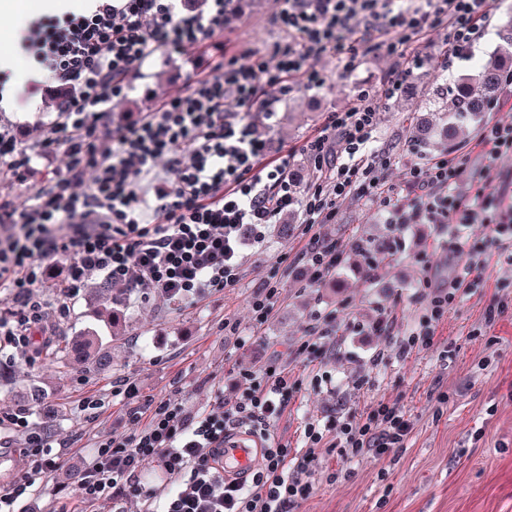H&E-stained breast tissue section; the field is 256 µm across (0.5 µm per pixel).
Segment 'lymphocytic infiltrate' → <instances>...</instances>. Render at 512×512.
I'll list each match as a JSON object with an SVG mask.
<instances>
[{
	"instance_id": "f902f5d3",
	"label": "lymphocytic infiltrate",
	"mask_w": 512,
	"mask_h": 512,
	"mask_svg": "<svg viewBox=\"0 0 512 512\" xmlns=\"http://www.w3.org/2000/svg\"><path fill=\"white\" fill-rule=\"evenodd\" d=\"M281 38L257 49L236 44L212 52L210 39L242 15L241 0H98L91 13L51 15L30 23L20 47L56 87V118L37 124L34 147L0 132V174L30 187L24 204L0 196V344L30 361L46 341L44 318L68 320L71 305L93 276L104 275L134 295L153 294L174 306L202 302L238 286L247 239L261 241L276 216L299 210L305 239L298 254L314 284L343 261L320 228L335 223L338 205L358 198L382 208L386 223L433 224L455 239L466 262L437 284L409 347L430 346L437 324L470 276L484 269L488 244L512 262V173L497 167L512 151V124L484 125L474 148L482 158L467 191L457 189L465 158L439 153L412 165L409 204L396 200L385 172L388 152L376 149L381 102L398 97L425 64L414 44L429 29L447 32L450 57L469 59L490 15V0H277ZM194 49L201 62L183 92L164 97L120 123L108 120L132 79L170 51ZM398 59L396 75L359 90L350 107L326 112L301 146L272 152L263 130L295 86L322 87L318 59L342 72L367 54ZM258 116H251L250 108ZM62 154L64 167L35 176V158ZM305 156L313 178L299 187L291 174ZM38 184H31V177ZM470 224L489 228L488 241L469 237ZM63 275L61 296L47 308L36 294L51 267ZM246 385L231 401L191 413L171 398L129 401L134 432L95 445L78 471L82 502H140L144 512H290L307 498L325 454L380 459L404 447L412 422L397 405L378 404L342 424L308 423L302 450L271 437V421L298 387L286 367L269 364L241 373ZM28 409L0 417V447L25 439L16 475L0 483V512H18L40 481L59 469L61 452ZM266 444L245 480L224 477V442L244 425ZM160 460L156 487L144 472Z\"/></svg>"
}]
</instances>
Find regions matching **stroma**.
<instances>
[{
  "mask_svg": "<svg viewBox=\"0 0 512 512\" xmlns=\"http://www.w3.org/2000/svg\"><path fill=\"white\" fill-rule=\"evenodd\" d=\"M276 0H250L234 29L216 35L214 48L239 42L255 48L273 41ZM512 17V0H494L483 38L471 60L442 62L445 30L434 29L416 43L423 68L406 81L397 99L381 104L377 148L392 164L388 184L400 187L419 155L411 152L414 134L406 121L414 110L448 113V93L458 77L473 71L503 44L502 24ZM199 60L189 51L169 55L142 70L135 89L114 102L120 118L146 109L156 99L180 92ZM327 73L318 90L298 86L277 105L266 136L273 147H295L326 112L347 107L361 86L379 87L398 70L396 59L368 54L350 74L321 58ZM55 101L46 86L0 103V128L31 142L38 123L54 119ZM323 232L344 254V263L326 282L309 284L296 252L303 239L295 230L279 240L266 225L261 242L244 249V278L237 287L213 292L195 305L175 307L159 297H121L125 336L116 341L107 321L98 317L100 302L93 287L84 288L69 321L47 314L52 336L96 330L112 348V369L60 367L36 358L34 364H5L9 390L0 391V414L17 409L28 385L44 390L45 409L58 413L55 444L69 447L61 470L45 479V488L29 500L25 512H56L67 507L85 512L72 471L83 467L85 447L114 435L129 434L125 391L138 399L171 397L194 412L232 397L243 369L275 361L299 379V389L272 429L289 446L300 447L307 422L342 421L380 402L398 404L413 422L404 447L380 460L346 462L327 458L316 471L313 490L292 512H512V264L491 263L476 272L477 282L460 295L437 325L428 348L403 353L412 329L429 304L434 283L447 280L456 266L454 241L432 224H411L390 233L376 206L344 200L335 223ZM280 282V302L273 317L253 328L250 301L269 276ZM507 314L488 322L497 303ZM317 311L336 314L335 355L313 359L299 353L310 317ZM393 322V332L377 335L379 319ZM96 409L83 408V401Z\"/></svg>",
  "mask_w": 512,
  "mask_h": 512,
  "instance_id": "stroma-1",
  "label": "stroma"
}]
</instances>
